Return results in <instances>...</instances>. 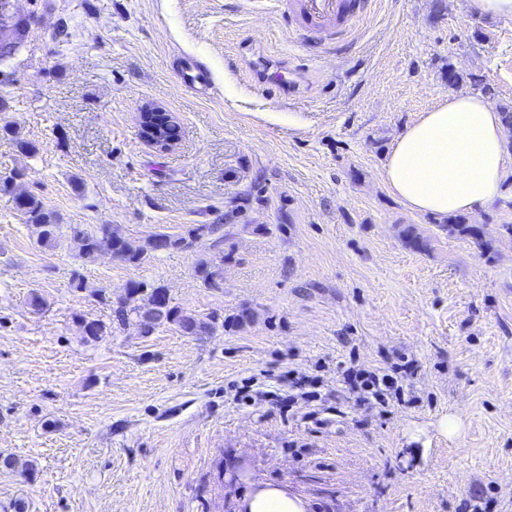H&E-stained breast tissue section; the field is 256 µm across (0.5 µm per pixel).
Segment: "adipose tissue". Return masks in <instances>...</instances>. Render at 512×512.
I'll return each instance as SVG.
<instances>
[{
	"mask_svg": "<svg viewBox=\"0 0 512 512\" xmlns=\"http://www.w3.org/2000/svg\"><path fill=\"white\" fill-rule=\"evenodd\" d=\"M512 142L502 116L482 95L452 94L406 126L384 164V183L407 209L439 218L487 211L512 201ZM304 498L255 484L238 512H306Z\"/></svg>",
	"mask_w": 512,
	"mask_h": 512,
	"instance_id": "obj_1",
	"label": "adipose tissue"
}]
</instances>
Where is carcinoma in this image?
I'll use <instances>...</instances> for the list:
<instances>
[{
    "instance_id": "cac0c4a2",
    "label": "carcinoma",
    "mask_w": 512,
    "mask_h": 512,
    "mask_svg": "<svg viewBox=\"0 0 512 512\" xmlns=\"http://www.w3.org/2000/svg\"><path fill=\"white\" fill-rule=\"evenodd\" d=\"M17 218L38 234L37 242L48 248L55 246L59 230V217L46 210L42 201L33 193L17 194L14 197ZM448 234L456 232L477 235L479 229L467 223L463 217L448 220ZM221 231L219 224H188L177 233L153 232L140 245L132 244L117 227L102 224L87 232L78 230L81 236L79 256L87 262H93L102 253H112L120 260L140 265L150 254L168 250H190L199 243ZM224 266V254L217 253L203 258L198 263V273L207 288H218L219 272ZM127 291L140 296L146 306L163 309L164 318L160 325H172L188 336H209L224 327L226 320L216 312L198 314L173 304L164 286L148 285L144 282H131ZM83 335L97 340L107 333L105 324L97 320L80 319Z\"/></svg>"
}]
</instances>
